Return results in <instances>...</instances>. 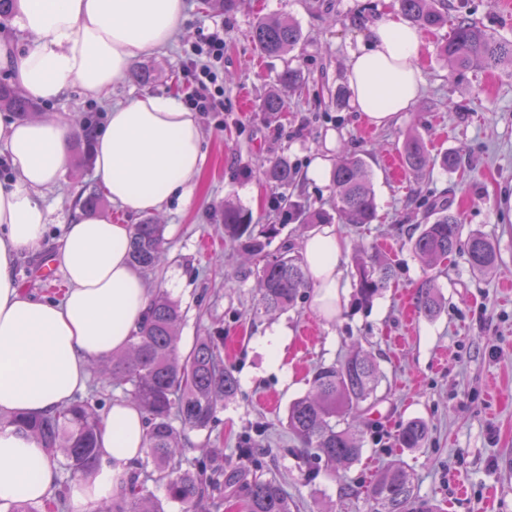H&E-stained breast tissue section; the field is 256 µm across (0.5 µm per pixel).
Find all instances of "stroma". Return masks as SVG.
I'll use <instances>...</instances> for the list:
<instances>
[{
  "label": "stroma",
  "instance_id": "obj_1",
  "mask_svg": "<svg viewBox=\"0 0 512 512\" xmlns=\"http://www.w3.org/2000/svg\"><path fill=\"white\" fill-rule=\"evenodd\" d=\"M447 3L449 21L465 14L512 40V0ZM187 12L183 34L134 61V68L152 72L151 84L139 85L128 76L104 98L75 89L38 109L64 122L90 115L102 126L113 104L143 91L186 97V50L202 34L223 30L224 109L198 115L207 157L201 182L189 200H173L157 215L165 226V257L146 280L180 301L181 345L192 346L210 332L224 336V362L240 386L218 414L216 434L225 455L235 458L240 435L253 433L257 447L267 451L264 474L283 484L296 512H368L366 485L398 461L412 471L416 497L440 512H512V216L502 208L503 199L512 196V69L473 66L450 72L438 54L448 28L427 31L420 99L390 127L377 129L363 123L352 103L336 106L330 94L343 86L360 34L383 14H399L398 0H240L230 13L188 0ZM263 15L292 17L303 34L292 57L307 88L288 96L285 111L277 113L260 109L284 66L251 40L253 24ZM411 129L436 151L459 150V169L434 170L424 181L406 173L400 158ZM351 153L369 165L378 218L365 225L338 224L349 248L342 258L343 282H352L351 249L365 244L377 246L392 262L395 283L368 307L347 295L332 319L317 314L309 293L295 308L254 314L256 266L225 240L224 203L247 210L254 223L280 225L273 247L286 245L300 254L309 230L289 219L287 207L274 205L261 179L263 167L288 157L298 170L294 199L329 211L330 172L337 158ZM318 160L327 173L315 179L309 172ZM96 183L93 163L73 160L44 191L52 218L48 237L41 250L21 255L16 264L26 292L58 298L62 274L48 281L41 268L55 256L78 192ZM434 199L448 200L461 213L465 230L481 231L492 241L499 256L493 271L472 273L462 254L450 257L445 268L425 269L409 239L418 232L426 202ZM429 277L445 299L432 318L416 308L418 288ZM271 334L285 342L278 364L264 346ZM355 342L384 374L383 400L364 429L362 458L345 470L323 468L311 482L300 481L303 461L286 429L288 405L308 391L317 366L343 358ZM416 418L428 428L426 442L398 447L400 427Z\"/></svg>",
  "mask_w": 512,
  "mask_h": 512
}]
</instances>
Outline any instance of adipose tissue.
Segmentation results:
<instances>
[{
    "label": "adipose tissue",
    "mask_w": 512,
    "mask_h": 512,
    "mask_svg": "<svg viewBox=\"0 0 512 512\" xmlns=\"http://www.w3.org/2000/svg\"><path fill=\"white\" fill-rule=\"evenodd\" d=\"M185 0H20L23 54L0 43V71L29 98L49 103L72 89L97 99L122 80L134 59L171 43L185 28ZM420 29L386 15L352 52L346 82L369 126H388L422 93ZM75 126L0 113V154L13 178L0 182V415H47L84 391L91 363L124 351L144 322L151 293L129 259L132 223L190 198L205 166L196 113L178 97L145 92L113 105L94 143V172L123 221L76 210L55 262L67 288L60 300L36 298L18 282V256L47 238L41 202L70 163ZM346 242L336 226L305 237L302 257L317 312L341 303ZM139 407L113 401L99 437L100 466L70 490L72 512H94L121 491L126 469L144 456ZM56 465L32 437L0 427V503L49 500Z\"/></svg>",
    "instance_id": "ef3b65f1"
}]
</instances>
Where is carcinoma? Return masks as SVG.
<instances>
[{
    "label": "carcinoma",
    "mask_w": 512,
    "mask_h": 512,
    "mask_svg": "<svg viewBox=\"0 0 512 512\" xmlns=\"http://www.w3.org/2000/svg\"><path fill=\"white\" fill-rule=\"evenodd\" d=\"M399 5L405 18L417 27L438 29L448 22L446 0H399ZM301 41L298 24L289 18L265 16L254 23V45L268 56L285 57ZM439 55L448 68L456 71L473 65L512 68V41L461 17L440 45ZM304 80L299 68L286 64L278 74L276 88L262 99L261 110L283 111V92L300 88ZM2 109L26 117L36 110V105L19 88L0 82ZM95 134L93 122H84L76 146L85 160L90 159ZM402 156L407 170L417 179L426 177L436 166L454 171L459 161L456 152L430 156L424 139L415 130L407 133ZM263 176L284 193L294 184L297 172L288 158L279 157L269 162ZM333 185L336 214L342 223L374 222L375 192L363 157L352 155L338 161ZM296 215L303 224L331 222L323 210L298 208ZM223 216L224 237L261 264L256 309L269 313L294 307L301 293L309 288V275L302 258L290 254V249L277 255L268 251L279 227H256L249 212L229 201L224 203ZM164 230V225L149 219L133 225L129 256L135 267L148 272L160 263ZM410 246L429 268L445 263L456 252L467 254L475 274H485L497 264L493 243L479 232L463 235L461 214L444 204L430 205L419 233L410 238ZM394 276L392 263L378 251L356 250L353 283L359 303L372 302ZM443 303L432 281L421 284L416 301L420 313L433 317ZM182 318L178 301L166 291L156 290L144 324L131 336L130 353L112 358L113 381L124 387L126 397L140 407L146 421V461L135 463L121 479L123 492L112 498L103 512H162V503L148 488L150 482L165 487L168 497L183 506V512H219L224 500L239 496L243 497L245 512H291L282 484L256 467V448L251 439H239L237 462L233 465L224 462L221 448H201L199 456L191 460L185 457L184 430L212 431L218 423L219 410L238 393L239 382L224 365V336H200L188 353L179 352ZM383 378L379 363L358 343L343 360L315 369L311 391L291 402L286 421L287 429L301 445L306 465L301 471L303 481L315 477L314 460L343 466L360 458L361 436L346 427L345 421L350 418L359 426L366 423ZM102 404V393L93 387L88 396L77 395L69 406L53 414L0 418V426H13L36 438L70 476H85L99 464L97 437ZM176 421L181 427L174 425ZM427 434L425 423L413 419L400 429L398 442L403 448H419ZM413 480V473L402 463L383 470L367 491L371 512H436L432 505L414 496Z\"/></svg>",
    "instance_id": "obj_1"
}]
</instances>
